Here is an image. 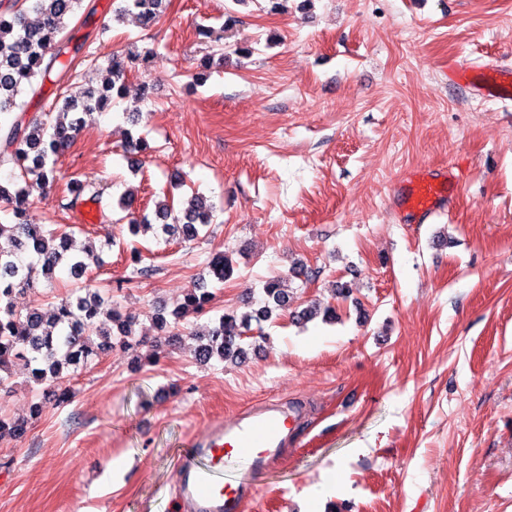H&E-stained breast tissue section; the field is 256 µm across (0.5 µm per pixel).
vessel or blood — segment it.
I'll list each match as a JSON object with an SVG mask.
<instances>
[{"mask_svg":"<svg viewBox=\"0 0 512 512\" xmlns=\"http://www.w3.org/2000/svg\"><path fill=\"white\" fill-rule=\"evenodd\" d=\"M486 79L488 96L512 97V69L491 65ZM449 171L411 180L405 195L409 221L423 222L444 207L445 184ZM296 428V416L281 400L269 399L249 408L225 423L212 426L196 440L198 453L183 461L177 473V499L190 512H244L256 489L246 480L229 481V469L239 466L248 471L267 469L281 455Z\"/></svg>","mask_w":512,"mask_h":512,"instance_id":"1","label":"vessel or blood"}]
</instances>
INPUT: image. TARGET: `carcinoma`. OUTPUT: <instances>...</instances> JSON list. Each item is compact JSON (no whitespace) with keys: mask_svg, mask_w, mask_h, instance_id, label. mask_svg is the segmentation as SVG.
Returning <instances> with one entry per match:
<instances>
[{"mask_svg":"<svg viewBox=\"0 0 512 512\" xmlns=\"http://www.w3.org/2000/svg\"><path fill=\"white\" fill-rule=\"evenodd\" d=\"M122 2L112 20L120 23L126 15L135 14L144 28L159 22L166 10L165 0ZM82 8L87 19L95 14V4L86 5L84 0H0V116L21 107V94L40 97L45 83L63 84L86 61L89 67L96 66V60H88L83 45L74 42L68 32L71 19ZM31 12L38 19L36 27L29 23ZM138 56L135 51L124 56L114 54L108 66L110 78L104 86L90 88L80 98L65 96L44 113L29 117L21 114L9 124H0V167L11 164L17 169L10 181L12 188L0 184V201L15 205L14 221L0 222V389L6 383L4 375L21 366L30 371L34 383L49 385L46 395L64 403L70 397L64 372L70 367L86 369L116 344L132 347L150 342L146 336L135 338V318L120 312L112 300V289H102L88 280L56 299L47 312L37 310L23 315L13 304L16 293L41 287L35 277L38 267L50 288L61 267L80 281L91 267L103 263L92 242L80 244L75 230L40 223L26 204L34 191L54 184L59 157L75 142L85 117L107 110L112 102L130 93L128 62ZM84 191L78 174L71 175L62 209L75 207ZM135 202V194L130 191L117 200L134 236L153 228L149 214L133 210ZM154 215L165 221L161 225L163 233L194 240L211 223L213 206L205 196L195 193L183 200L180 215H172V208L163 202L156 204ZM168 219L172 223H166ZM232 274L229 258L222 252L215 253L208 263L211 281L222 285ZM263 294L260 308L241 313L229 310L205 331H190L188 336L197 341L196 359L203 363L215 358L236 364L245 361V340L251 338L253 330H262V323L271 318L273 310L285 309L293 300L284 277L266 280ZM213 298L214 294L204 287L191 290L174 313L173 323L160 313L155 316L157 329L178 335L184 318L206 313ZM319 313L328 322L337 319L334 305L323 307L316 301L296 318L306 322ZM5 432L21 437L26 433V424L0 414V435Z\"/></svg>","mask_w":512,"mask_h":512,"instance_id":"obj_1","label":"carcinoma"}]
</instances>
